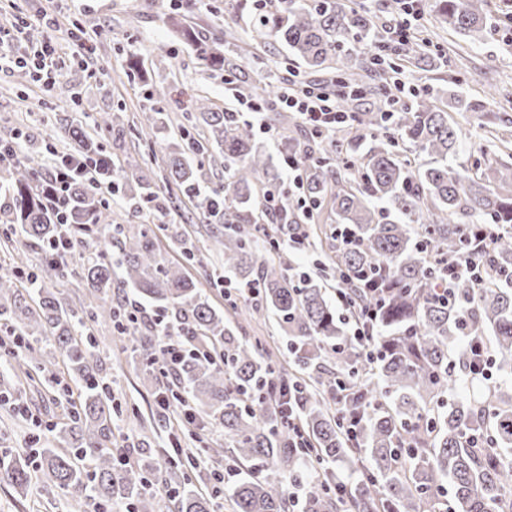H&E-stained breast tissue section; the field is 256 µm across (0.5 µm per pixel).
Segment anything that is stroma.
<instances>
[{"instance_id":"stroma-1","label":"stroma","mask_w":512,"mask_h":512,"mask_svg":"<svg viewBox=\"0 0 512 512\" xmlns=\"http://www.w3.org/2000/svg\"><path fill=\"white\" fill-rule=\"evenodd\" d=\"M170 0H0V25L11 26L24 20L34 39L52 38L63 47L57 62L64 80L85 89L81 119L93 123L98 113L115 103L134 109L144 103L146 92L125 74V59L137 49L153 59L170 83L180 92L179 101L168 104L169 112L181 109L191 95L207 92L218 104L236 106L233 85L222 76L209 75L191 50L174 42L166 24ZM436 0H418L416 25L425 27L431 48L442 57L439 70L408 68L404 71L405 93L438 91L449 97L461 94L477 103L474 111L450 110L448 122L460 132L462 151L454 165L472 166L480 147L486 146V132L495 116H512V32L498 12L489 20L495 30L484 44L471 46L461 35L440 25ZM81 25L94 41L96 53L89 62L75 57L73 25ZM71 111L51 98L47 86L20 87L15 72H0V138L17 135L35 137L57 145L62 119ZM183 239L197 248L195 261H186L180 248L168 236H160L158 249L172 264L182 266L198 283L209 302L218 308L229 301L245 304L248 296L237 283L225 277L224 258L211 243L204 241L205 229L193 202L183 201L167 218ZM93 334L98 342L100 376L108 386L114 407V447L138 452L142 448L168 447L172 433L182 430L183 447L194 440L203 445L222 444L224 432L203 414L192 424H181L178 415L162 421L158 399L163 385L144 382L142 363L134 362L123 350V342L111 324L97 322ZM40 369L12 378L10 386L0 385V454L22 453L30 464L40 461L38 452L47 446L64 419L68 402L75 392L74 382L63 367V355L51 344H41ZM0 512H82L47 477L31 486L28 496H19L12 487L0 485Z\"/></svg>"}]
</instances>
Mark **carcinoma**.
I'll return each mask as SVG.
<instances>
[{
  "instance_id": "cac0c4a2",
  "label": "carcinoma",
  "mask_w": 512,
  "mask_h": 512,
  "mask_svg": "<svg viewBox=\"0 0 512 512\" xmlns=\"http://www.w3.org/2000/svg\"><path fill=\"white\" fill-rule=\"evenodd\" d=\"M228 7L253 14L252 40L271 34L309 69L330 74V84H363L365 62L356 45H376L378 28L375 16L351 0H266L262 8L229 0ZM206 8L203 0H176L167 14L172 32L207 69L235 77L240 97L273 96L279 70H269L261 86L250 81L234 29L221 36L187 22ZM438 15L474 44L491 34L487 0H438ZM398 56L415 67L438 60L419 37L404 41ZM373 61L377 83L365 89L397 103L388 75L397 64ZM51 91L76 113L63 127L59 155L94 164L100 181L117 176L124 192L137 185L127 195L133 210L127 221L114 218L112 206L79 182L67 224L59 223L43 194L51 173L33 142L0 171V224L20 232L26 246L41 248L46 272L55 274L68 270L73 251L55 253L51 243L67 233L88 251L81 276L91 295L111 291L119 275L136 298L160 308L169 332L141 335L126 313L106 304L64 306L45 279L26 273L19 255L0 271V298L9 302L0 313L25 342L24 356L14 359L37 365L34 345L52 342L80 390L58 431L61 447L40 453L43 474L57 488L80 506L216 512L213 496L185 485L172 494L150 491L156 467L147 460L124 465L120 449L112 447L111 398L92 336V323L106 318L146 362L143 380L151 385L158 382L154 360L163 344L191 350L177 366L171 396L224 430L227 449L203 453L216 458L227 450L248 463L249 472L226 490L234 512H291L288 478L304 485L308 512H512V400L504 401L498 386L445 400L451 388L470 383L467 333L491 350V369L512 375V163L486 157L455 169L458 131L432 97L391 112L360 110L333 139L291 137L288 117L281 116V163H297L302 194L311 202L302 215L306 223L285 224L289 208L272 212L268 206L271 195H286L280 166L252 126L228 116V108L196 99L188 129L160 146L163 165L151 175L120 155L131 130L125 106L101 113L88 131L77 116L81 90L60 81ZM166 95L164 85L147 88L154 104L140 109V131L168 129ZM411 153L426 162L411 161ZM218 157L224 179L214 181L208 171ZM184 198L195 200L202 223L224 225V237H214L224 269L257 287L255 309L268 312L284 336L288 368L225 321L196 281L165 260L156 240L162 232L176 236L174 228L135 222L143 209L163 217ZM325 202L336 214L334 226L316 223ZM488 224L495 236L485 254L484 282L461 278L453 295L438 297L442 278ZM286 244L301 251L324 246V267L353 303L352 318L364 308L377 311L368 322L371 350L346 334L323 280L285 274ZM270 379L292 395L309 447H295L288 415L263 401ZM338 388L349 398L343 416L331 404ZM348 416L357 422L352 435ZM34 477L26 459H0V483L23 491ZM343 481L349 491L338 495L334 487Z\"/></svg>"
}]
</instances>
